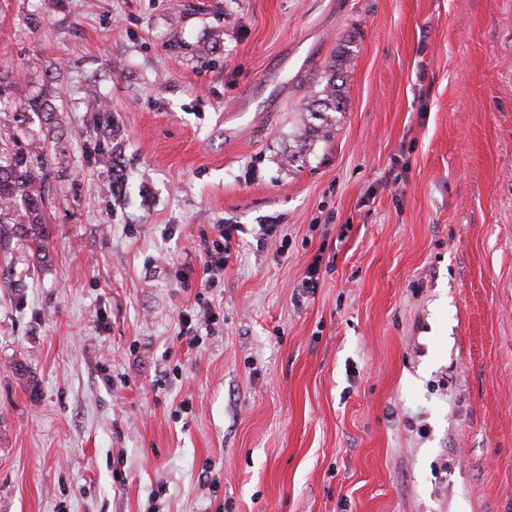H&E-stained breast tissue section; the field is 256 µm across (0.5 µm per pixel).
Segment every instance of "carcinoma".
<instances>
[{"instance_id":"1","label":"carcinoma","mask_w":512,"mask_h":512,"mask_svg":"<svg viewBox=\"0 0 512 512\" xmlns=\"http://www.w3.org/2000/svg\"><path fill=\"white\" fill-rule=\"evenodd\" d=\"M12 74L0 71V254L21 242L33 245L31 255L47 257L49 233L46 214L51 205L50 158L42 144L35 121H50L55 114L52 92L33 98L18 95ZM336 74L326 78L319 91L318 114L324 122L328 113L340 110ZM91 112L88 134L89 156L101 157L113 165V152L104 151L101 135L113 127L97 101L88 104Z\"/></svg>"}]
</instances>
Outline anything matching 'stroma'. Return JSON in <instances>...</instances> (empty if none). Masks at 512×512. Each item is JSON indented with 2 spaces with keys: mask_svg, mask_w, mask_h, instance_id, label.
Returning <instances> with one entry per match:
<instances>
[{
  "mask_svg": "<svg viewBox=\"0 0 512 512\" xmlns=\"http://www.w3.org/2000/svg\"><path fill=\"white\" fill-rule=\"evenodd\" d=\"M38 6L0 0V61L60 108L49 256L0 258V512H512V0ZM332 73L326 78L322 88L318 92L320 94L317 99V103L320 107L318 113L320 119L323 122H326V126L329 125L328 112H338L340 110V102L338 101V88L336 85V73H333V70H330ZM87 111L92 112L90 117L89 130L86 131L88 138H90L87 140L88 154L90 157L102 155L100 159L101 162L104 165H108V167L112 168L114 148H111L109 152H105L101 143V134L106 133L108 128H111L110 132L108 133L109 135L114 133L112 118L109 115H102L101 112L105 111L98 107L96 100L88 104ZM219 239L211 241V244L207 238H203L206 247L204 248L205 259L203 265L204 279V290L214 288L220 278L221 273L224 272V265L229 256L226 254L231 251V230L237 228L231 226L226 228L225 225L221 227L219 225ZM208 243V244H207ZM195 299L197 306L196 313L182 316V334L188 337L189 347H197L200 344L198 336L199 329L202 326H209L216 319L211 300L205 297L203 292H198Z\"/></svg>",
  "mask_w": 512,
  "mask_h": 512,
  "instance_id": "35a3bbf8",
  "label": "stroma"
}]
</instances>
